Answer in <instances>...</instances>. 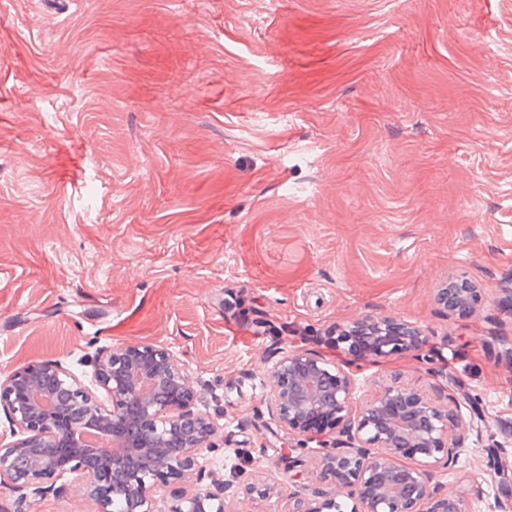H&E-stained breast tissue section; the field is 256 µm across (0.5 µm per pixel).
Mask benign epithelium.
Instances as JSON below:
<instances>
[{"label":"benign epithelium","instance_id":"benign-epithelium-1","mask_svg":"<svg viewBox=\"0 0 512 512\" xmlns=\"http://www.w3.org/2000/svg\"><path fill=\"white\" fill-rule=\"evenodd\" d=\"M481 289L449 279L436 301L454 318L473 311ZM337 343L364 341L368 355L417 351L427 342L419 325L405 319L367 317L336 328ZM86 375L59 362L33 360L0 377V412L9 431L0 433V489L23 504L64 485L48 479L76 476L96 512H155L161 477L183 478L215 449L218 423L196 408L197 393L180 359L152 343L102 348L88 360ZM266 395L272 416L290 435L323 419L337 430L321 460L324 477L352 501L350 512H467L463 499L431 487L429 467L455 466L469 436L482 437L484 411L461 403L447 410L416 390L388 387L358 409L356 379L333 362L306 351H289L268 370ZM384 449V456L372 452ZM416 460L413 465L401 459ZM230 483L182 493L170 512H231ZM288 512H345L326 499L288 503Z\"/></svg>","mask_w":512,"mask_h":512}]
</instances>
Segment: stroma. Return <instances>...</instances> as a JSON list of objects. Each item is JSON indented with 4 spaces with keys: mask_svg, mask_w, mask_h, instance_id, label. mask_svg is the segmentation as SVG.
I'll use <instances>...</instances> for the list:
<instances>
[{
    "mask_svg": "<svg viewBox=\"0 0 512 512\" xmlns=\"http://www.w3.org/2000/svg\"><path fill=\"white\" fill-rule=\"evenodd\" d=\"M451 275L482 288L474 314L442 316ZM368 316L427 342L375 359L331 339ZM140 342L221 417L203 467L233 512L338 495L320 471L335 431L287 436L264 400L291 350L351 373L360 402L408 386L446 408L459 382L489 427L432 484L497 512L512 0H0V372ZM0 512L95 508L73 479L22 505L0 492Z\"/></svg>",
    "mask_w": 512,
    "mask_h": 512,
    "instance_id": "stroma-1",
    "label": "stroma"
}]
</instances>
